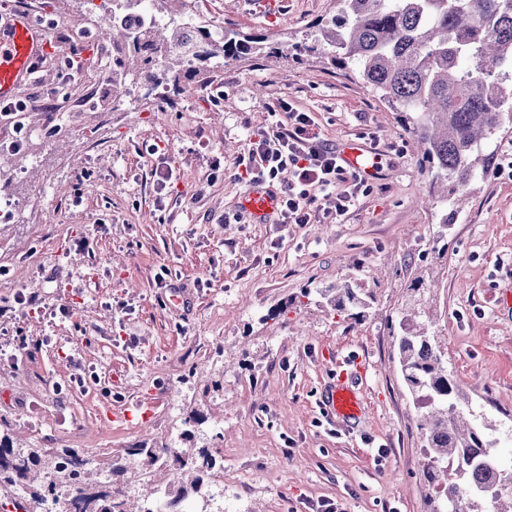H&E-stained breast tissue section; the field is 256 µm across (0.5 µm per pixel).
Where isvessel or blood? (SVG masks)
Segmentation results:
<instances>
[{"instance_id": "1", "label": "vessel or blood", "mask_w": 512, "mask_h": 512, "mask_svg": "<svg viewBox=\"0 0 512 512\" xmlns=\"http://www.w3.org/2000/svg\"><path fill=\"white\" fill-rule=\"evenodd\" d=\"M52 51L46 31L37 26L24 9H15L9 19L0 25V100L13 99L15 90L28 82L32 66ZM340 154L347 166L364 178L377 172L376 159L364 145L345 144ZM277 199L271 191L255 187L242 198L241 205L254 221L263 223L276 209ZM321 410L329 418L351 420L362 414L361 401L352 385L332 383L319 399Z\"/></svg>"}]
</instances>
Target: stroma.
Here are the masks:
<instances>
[{
    "instance_id": "stroma-1",
    "label": "stroma",
    "mask_w": 512,
    "mask_h": 512,
    "mask_svg": "<svg viewBox=\"0 0 512 512\" xmlns=\"http://www.w3.org/2000/svg\"><path fill=\"white\" fill-rule=\"evenodd\" d=\"M18 6L89 27L102 15L87 0H0V16ZM334 11V0L196 3L211 27L279 45L311 37ZM84 47L83 67L45 65L18 88L26 132L57 125L37 106L47 93L85 95L86 63L112 59L111 41L93 34ZM281 96L313 114L320 139L381 154L343 223H255L239 205L249 183L210 176L214 159L229 168L272 123L265 105ZM64 119L70 133L52 149L19 155L13 125L0 122V201L42 199L0 228V303L20 292L42 302L20 316L27 354L12 357L0 334V426L19 443L98 459L177 440L197 411L207 421L192 446L224 460L192 497L210 512H315L323 500L338 512H431L421 411L387 327L417 279L436 290L429 315L454 379L477 414L512 428V180L493 172L512 159V130L446 226L412 135L317 56L233 62L172 101L140 96L135 112L113 110L104 93ZM163 161L177 172L165 190L153 175ZM165 268L185 303L159 304ZM345 285L368 301L363 321L319 294ZM60 303L67 315H52ZM354 355L368 363L363 414L334 423L317 401ZM79 370L103 376L104 390H71ZM136 398L155 399L149 421H112Z\"/></svg>"
}]
</instances>
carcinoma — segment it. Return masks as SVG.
I'll use <instances>...</instances> for the list:
<instances>
[{"mask_svg":"<svg viewBox=\"0 0 512 512\" xmlns=\"http://www.w3.org/2000/svg\"><path fill=\"white\" fill-rule=\"evenodd\" d=\"M171 4V21L131 32L104 19L112 36V102L131 87L161 85L184 89L183 78L196 77L251 54H277L283 48L262 44L233 28L216 31L196 22L198 42L182 51L183 22L193 15L191 0H137L143 11L154 2ZM339 14L317 24L319 34L292 45L300 54H319L378 94L400 115L403 127L422 148L420 166L433 181L451 182L463 197L483 177L486 145L512 125V0H336ZM334 310L356 319L367 303L351 288L322 289ZM424 311L402 309L390 321L396 336L403 380L417 401L425 402L418 429L428 453L427 477L440 480V464L455 456L462 466L432 512H448L456 497L479 496L486 512H512V484L498 456V439L479 427L472 401L448 372L430 334ZM161 446L141 444L125 456L97 461L76 448H24L0 431V495L22 505L24 512H155L149 500L132 509L114 478L124 476L128 461L146 474L164 470L191 474V481L156 486L173 502L200 491L214 468L213 449L183 448L192 438Z\"/></svg>","mask_w":512,"mask_h":512,"instance_id":"1","label":"carcinoma"}]
</instances>
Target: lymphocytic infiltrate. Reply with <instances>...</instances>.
I'll return each instance as SVG.
<instances>
[{
  "label": "lymphocytic infiltrate",
  "mask_w": 512,
  "mask_h": 512,
  "mask_svg": "<svg viewBox=\"0 0 512 512\" xmlns=\"http://www.w3.org/2000/svg\"><path fill=\"white\" fill-rule=\"evenodd\" d=\"M266 108L287 114L288 121L250 135L234 163L235 178L252 184L279 182V223H340L356 208L366 180L344 167L333 145L318 137L311 113L297 111L282 97ZM326 192L336 196L334 210L317 204L319 194Z\"/></svg>",
  "instance_id": "f902f5d3"
}]
</instances>
